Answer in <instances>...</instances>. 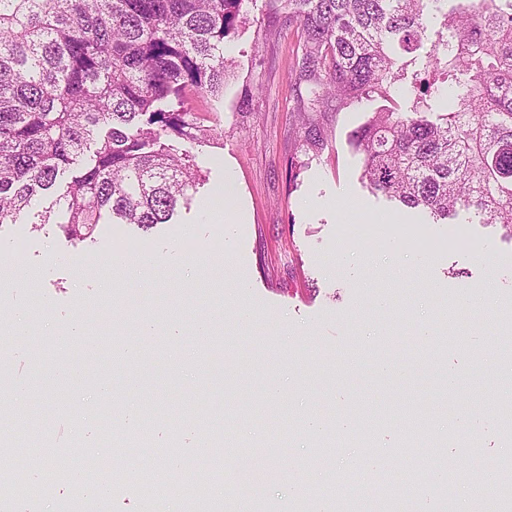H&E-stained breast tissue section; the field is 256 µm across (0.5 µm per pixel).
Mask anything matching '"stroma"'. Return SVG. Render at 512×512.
Here are the masks:
<instances>
[{"label": "stroma", "mask_w": 512, "mask_h": 512, "mask_svg": "<svg viewBox=\"0 0 512 512\" xmlns=\"http://www.w3.org/2000/svg\"><path fill=\"white\" fill-rule=\"evenodd\" d=\"M297 49L284 14L269 0H246L224 44L231 67L223 95L195 100L205 125L218 130L217 139L192 148L207 182L170 223L147 231L102 224L95 241L79 244L53 224H0V330L25 317L39 349L32 359L20 352L11 358L12 387L28 391L0 397V418L20 405L32 426L49 425L58 468L71 472L98 460L106 471H125L129 457L93 433L133 405L155 424L153 448L168 447L170 432H178L183 468L206 475L212 500L243 493L256 512H277L306 481L322 499L335 498L343 488L338 474L358 453L338 433L345 420L374 409L396 418L373 439L383 471L357 472L368 488L359 512H384L372 493L380 477L403 481L408 462L396 448L404 435L433 437L418 450L421 467L441 444L445 455L460 458L461 470L477 469L490 483L498 463L512 458V440L496 434L475 454L450 441L469 390L438 400L429 368L437 362L459 375L480 373L483 417L494 423L497 382L512 366L500 355L502 331L512 328V235L465 210L433 224L366 187L349 138L389 108L384 99L317 113L326 139L318 152L304 153L294 114ZM228 179L235 194L226 202L218 191ZM229 215L237 224L228 238ZM117 254L180 255L197 266L189 279L166 271L104 287L105 261ZM7 257L25 264L24 283L15 282ZM476 289L481 300L469 301ZM241 308L247 321L236 317ZM201 319L213 326L204 341L188 331ZM133 336L143 351L137 384L110 357ZM88 338L105 353L99 370L111 395L88 381L68 384L55 370L89 362ZM274 378L283 384L275 399L266 393ZM310 412L326 423L322 437L293 423ZM191 414L220 429L234 423L257 461L243 462L236 448L223 456L218 477H209L200 432L185 423ZM16 468L27 484L43 487L41 512H61L75 481L52 485L34 460L0 457V477Z\"/></svg>", "instance_id": "35a3bbf8"}]
</instances>
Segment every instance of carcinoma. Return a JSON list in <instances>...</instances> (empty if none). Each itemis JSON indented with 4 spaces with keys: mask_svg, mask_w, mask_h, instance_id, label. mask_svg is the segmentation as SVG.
<instances>
[{
    "mask_svg": "<svg viewBox=\"0 0 512 512\" xmlns=\"http://www.w3.org/2000/svg\"><path fill=\"white\" fill-rule=\"evenodd\" d=\"M245 0H0V224H53L69 241L120 220H171L206 181L187 149L214 138L189 94L221 95L224 40ZM297 23L304 151L310 117L405 85L408 112H377L350 142L374 192L436 220L474 210L512 231V0H269ZM441 29L422 69L412 57ZM442 103L436 120L431 101ZM49 201L32 212V202Z\"/></svg>",
    "mask_w": 512,
    "mask_h": 512,
    "instance_id": "obj_1",
    "label": "carcinoma"
}]
</instances>
